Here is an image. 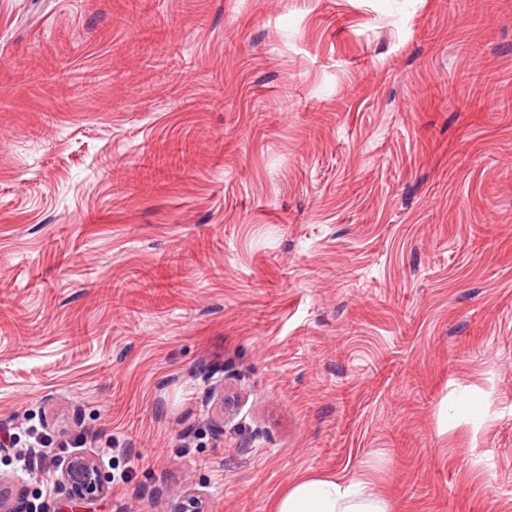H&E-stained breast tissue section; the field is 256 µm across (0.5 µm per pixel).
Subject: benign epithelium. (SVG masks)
<instances>
[{
  "instance_id": "7a95c632",
  "label": "benign epithelium",
  "mask_w": 512,
  "mask_h": 512,
  "mask_svg": "<svg viewBox=\"0 0 512 512\" xmlns=\"http://www.w3.org/2000/svg\"><path fill=\"white\" fill-rule=\"evenodd\" d=\"M58 484L65 494L64 512H82L83 504L104 493L107 477L96 460L87 454H73L59 465ZM175 512H206L203 500L190 493Z\"/></svg>"
}]
</instances>
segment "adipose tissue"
<instances>
[{"mask_svg":"<svg viewBox=\"0 0 512 512\" xmlns=\"http://www.w3.org/2000/svg\"><path fill=\"white\" fill-rule=\"evenodd\" d=\"M271 512H390L388 502L363 481L309 477L293 482Z\"/></svg>","mask_w":512,"mask_h":512,"instance_id":"1","label":"adipose tissue"}]
</instances>
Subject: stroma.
<instances>
[{
	"label": "stroma",
	"mask_w": 512,
	"mask_h": 512,
	"mask_svg": "<svg viewBox=\"0 0 512 512\" xmlns=\"http://www.w3.org/2000/svg\"><path fill=\"white\" fill-rule=\"evenodd\" d=\"M7 433L39 512L38 435L90 512H512V0H0ZM59 463L58 484L66 502L64 511L57 512H85L79 508L104 493L107 477L91 455L73 454ZM270 512H390V507L366 482L309 477L293 482Z\"/></svg>",
	"instance_id": "35a3bbf8"
}]
</instances>
